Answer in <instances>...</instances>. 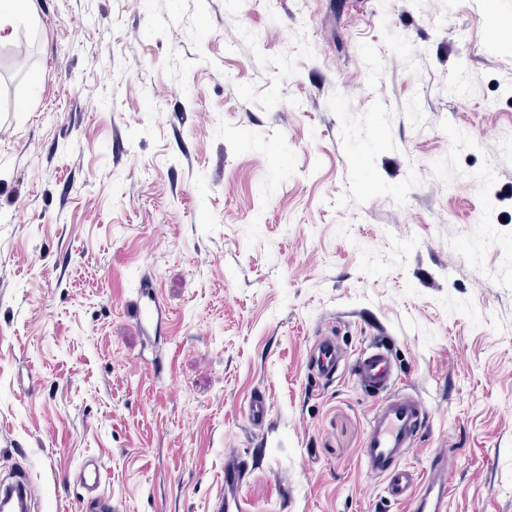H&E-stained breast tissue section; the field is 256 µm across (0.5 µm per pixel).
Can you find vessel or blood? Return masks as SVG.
Instances as JSON below:
<instances>
[{
	"label": "vessel or blood",
	"mask_w": 512,
	"mask_h": 512,
	"mask_svg": "<svg viewBox=\"0 0 512 512\" xmlns=\"http://www.w3.org/2000/svg\"><path fill=\"white\" fill-rule=\"evenodd\" d=\"M134 304L141 323L152 324L161 313L154 290L138 288ZM343 365L348 367L357 387L377 403L363 445L367 471L382 477L389 501L405 505L408 512H448L447 456L435 457L425 474L419 473L407 460L429 423L430 412L417 396L394 393L397 373L392 348L378 340L360 349L348 362L335 338L323 336L315 340L309 356L312 376L332 380ZM269 412L270 404L259 392L251 398L246 416L253 427L261 428ZM107 471L106 462L96 458L78 472L77 479L88 493L97 494ZM246 475V464L238 454L225 455L224 482L217 497V512H246L242 494ZM0 496L16 498L26 505L35 498V486L22 477L1 486Z\"/></svg>",
	"instance_id": "1"
}]
</instances>
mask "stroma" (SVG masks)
Wrapping results in <instances>:
<instances>
[{"label":"stroma","mask_w":512,"mask_h":512,"mask_svg":"<svg viewBox=\"0 0 512 512\" xmlns=\"http://www.w3.org/2000/svg\"><path fill=\"white\" fill-rule=\"evenodd\" d=\"M0 45V479L31 512H407L375 407L309 375L383 336L448 457L512 512V0H35ZM156 286L162 320L132 305ZM264 392L253 430L244 408ZM344 360L343 352L331 336L319 337L310 350L309 370L315 378L332 380ZM270 404L262 392L256 393L246 409V416L249 423L255 428H262L268 420ZM247 467L245 461L236 453L225 454L224 484L217 497L216 512H246L245 499L242 494L246 481ZM108 466L100 458L87 463L77 474L80 484L87 490L88 494L99 493L98 490L107 475ZM19 479L15 482H10L5 486L1 481L0 496L17 498L21 504V511L29 509V502L35 498V486L26 477L17 476ZM16 477V478H17Z\"/></svg>","instance_id":"35a3bbf8"}]
</instances>
